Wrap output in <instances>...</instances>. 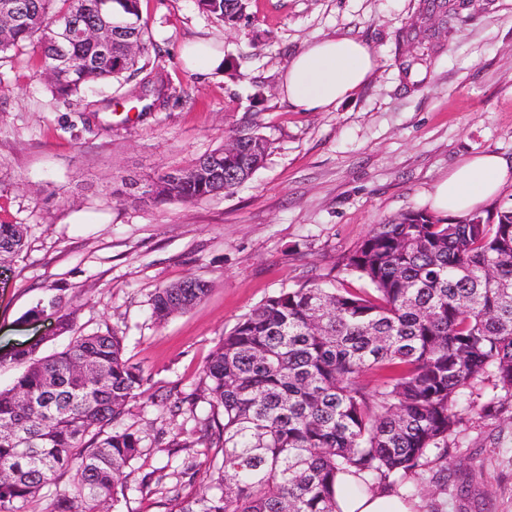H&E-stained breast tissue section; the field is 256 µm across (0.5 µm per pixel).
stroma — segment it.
Instances as JSON below:
<instances>
[{"mask_svg": "<svg viewBox=\"0 0 512 512\" xmlns=\"http://www.w3.org/2000/svg\"><path fill=\"white\" fill-rule=\"evenodd\" d=\"M425 0H249L229 27L196 0H140L154 42L125 87H99L74 106L39 77L36 45L0 54V223L21 224L26 246L0 272V355L41 341L67 344L57 313L77 329L118 328L140 366L144 393L123 426L147 453L119 512H166V491L200 490L204 457L167 449L185 416L162 401L193 392L210 352L270 295L311 282L340 283L343 256L373 225L430 210L436 184L465 157L493 151L512 163V0H447L431 52L411 28ZM345 36L379 56L371 80L323 112L294 109L281 77L308 42ZM203 40L227 68L191 71L180 59ZM171 83L150 109L127 90L157 76ZM256 110L271 142L264 164L235 192L189 203L116 200L112 184L183 167L224 143ZM205 298L167 321L151 316L155 292L186 278ZM497 391L476 383L448 437L447 487L410 481L418 512H512V406L486 416ZM197 473L182 483L185 462ZM156 488L138 491L143 476Z\"/></svg>", "mask_w": 512, "mask_h": 512, "instance_id": "obj_1", "label": "stroma"}]
</instances>
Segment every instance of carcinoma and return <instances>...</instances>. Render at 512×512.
I'll list each match as a JSON object with an SVG mask.
<instances>
[{"instance_id":"carcinoma-1","label":"carcinoma","mask_w":512,"mask_h":512,"mask_svg":"<svg viewBox=\"0 0 512 512\" xmlns=\"http://www.w3.org/2000/svg\"><path fill=\"white\" fill-rule=\"evenodd\" d=\"M24 21L0 24V53L32 42L42 69L54 72L56 97H77L103 81L139 71L149 36L140 0H22ZM233 25L247 0H197ZM77 15L83 27L111 33L125 17L126 35L108 53L78 38L57 41L56 17ZM247 121L220 147L178 171L142 183L153 203H187L229 194L263 164L270 142ZM24 246L20 224H0V263ZM345 270L370 290L319 282L281 290L251 309L210 353L191 393L169 407L209 406L170 448H197L212 463L201 491L170 498L167 512H336V475L351 473L373 491L430 469L448 485V435L461 422L457 399L480 378L512 397V202L445 223L427 211L386 220L344 258ZM187 279L159 289L152 316L161 322L207 294ZM59 328L65 348L39 355L35 343L11 353L25 365L0 389V512H104L117 507L126 479L145 455L131 428L106 430L144 393L141 369L123 354L112 328L75 333L68 314ZM385 372L370 392L364 378ZM67 476L71 489L58 490Z\"/></svg>"}]
</instances>
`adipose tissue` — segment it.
Returning a JSON list of instances; mask_svg holds the SVG:
<instances>
[{"label": "adipose tissue", "mask_w": 512, "mask_h": 512, "mask_svg": "<svg viewBox=\"0 0 512 512\" xmlns=\"http://www.w3.org/2000/svg\"><path fill=\"white\" fill-rule=\"evenodd\" d=\"M377 67L376 52L349 38L309 42L289 62L282 92L291 106L321 112L350 98L365 85ZM512 184V164L493 152L465 158L439 182L430 196L431 207L444 219H457L480 210ZM351 474L336 481V512H417V501L399 494L355 492Z\"/></svg>", "instance_id": "1"}]
</instances>
